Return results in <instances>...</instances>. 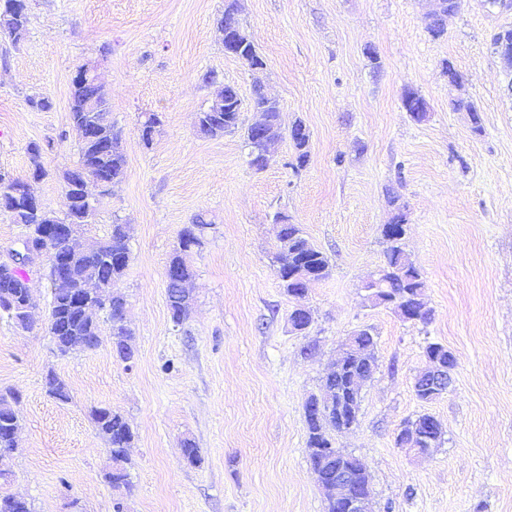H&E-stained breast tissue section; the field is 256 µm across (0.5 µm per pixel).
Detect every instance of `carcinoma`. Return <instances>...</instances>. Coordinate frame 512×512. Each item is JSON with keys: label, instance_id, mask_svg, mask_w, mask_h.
I'll return each mask as SVG.
<instances>
[{"label": "carcinoma", "instance_id": "1", "mask_svg": "<svg viewBox=\"0 0 512 512\" xmlns=\"http://www.w3.org/2000/svg\"><path fill=\"white\" fill-rule=\"evenodd\" d=\"M12 0H0V34L8 38L11 44H18L24 37L30 22V15L16 21V31L5 25V20L11 18L9 4ZM237 59L245 62L248 67L264 66L265 59L256 49L253 41H248L244 53ZM108 96L103 86L87 78L83 82H71L69 98L70 121L75 130L84 127H97L105 133L106 137L117 141L113 132L114 125L107 108ZM253 109L263 110L276 132H281L280 103L269 99L263 89L256 86L253 91ZM403 108L414 119L422 120L427 112L424 99L414 91L405 92L402 99ZM242 100L239 94L225 98L224 111L206 112L197 114V133L204 137H221L232 134L241 124ZM160 119L154 112L141 114L138 131L141 140L146 145L152 144L155 135L159 132ZM304 128L302 121L294 122L289 130V137L295 150V163L292 167L299 170L307 164L309 157L310 133L300 134ZM246 141L250 148V165L263 170L265 164V145L260 136L252 128L246 129ZM52 148V144L41 146L33 144L28 152L31 160V178L40 179L46 175L42 163L43 154ZM125 157L118 149L112 146V152L104 153L95 150L86 143L78 145V161L64 173L63 193L66 201V210L60 218L63 224L85 225L87 213L97 214L98 203L84 198L79 182L86 180H103L112 182V175L123 172ZM22 179L8 172L0 171V212L7 214L13 223L26 227V236L34 242L41 241V225L34 216L15 211L10 190ZM406 206L397 207V213L390 222L383 225L382 236L387 244L384 264L379 270L376 280L377 288L382 294L395 300L401 307L419 310L415 322L426 325L432 317V310L423 300L425 282L420 270L410 260L402 248V239L391 236L390 229L395 224L406 223ZM280 235L288 239V247L278 246L274 254V266L281 287L289 295H297L301 288L298 279L304 275H311L321 280L328 276L330 262L328 257L320 250L314 248L302 235L300 227L290 224L282 217ZM212 225L204 213L196 214L191 223L185 225L180 231L178 244L168 263V268H180V278L189 279L192 271L187 265L186 256L194 249L204 245L205 232ZM104 245L108 247L106 253L89 252L82 256L76 269L75 277L79 280L90 277L96 280L98 296L94 298L95 308L105 312L110 324V336L116 338L117 353L124 360L131 359L133 355L130 345L131 330L125 328L124 312L126 300L123 295L115 291L125 274L130 261V248L123 227L113 222L111 232ZM15 296H24L31 289L29 279L19 269L13 270L0 264V290L3 286ZM166 294L171 312V319L177 326L183 324L190 314V296L177 280L166 281ZM0 313H5L14 324L23 329L31 330L34 327L29 314L20 308H12L0 302ZM48 334L55 339L57 351L64 356L70 352L69 345L83 343L84 347L92 348L100 344L96 337L101 335V328L97 321L83 312L82 308L71 302L67 289L60 285L50 287V313L47 326ZM357 351L369 358L375 352V339L371 331L362 329L355 336ZM347 374H338L334 371L328 373L323 381V395L313 396L307 405H319L323 413L317 419L306 417L308 438L307 448L334 447L333 434L336 433V409L334 399L336 392L345 390ZM46 393L61 402L69 400V392L64 381L50 375L45 382ZM15 392H0V482H8L12 472L7 469V460L15 447V441L8 431L7 423L19 421V415L12 402L16 401ZM91 420L98 434L106 441L112 442L110 450L112 468L105 474V480L114 490L129 489L131 485L130 474L126 468L128 461L127 448L131 447L134 434L128 422L118 412L110 407L99 406L91 410ZM0 512H32L31 505L26 499L18 498L12 494L0 492Z\"/></svg>", "mask_w": 512, "mask_h": 512}]
</instances>
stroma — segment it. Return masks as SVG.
<instances>
[{"label":"stroma","instance_id":"1","mask_svg":"<svg viewBox=\"0 0 512 512\" xmlns=\"http://www.w3.org/2000/svg\"><path fill=\"white\" fill-rule=\"evenodd\" d=\"M267 67L254 77L226 56L217 20L225 0H31L19 46L0 41V170L30 173V144L54 141L46 178L33 189L65 210L63 174L78 159L69 120L76 69L99 64L108 109L126 158L122 183L101 197L86 245L126 224L130 262L119 283L135 357L116 358L110 337L58 356L48 317L44 258L29 266L35 327L0 318V388L20 391V426L9 490L33 512H325L306 447L304 404L319 393L341 342L361 328L376 339V369L362 391L358 422L336 445L365 464L375 512H512V71L491 44L512 12L458 0L442 37L427 31L435 0H236ZM377 63H370L366 48ZM452 63L461 76L444 72ZM220 84L237 88L250 125L255 83L281 106L287 131H310L307 166L293 170L285 134L270 164H248L243 133L197 134L195 117ZM427 103L413 119L407 90ZM49 96L48 111L26 98ZM465 98L479 124L454 109ZM161 132L144 145L141 113ZM407 211L405 249L426 282L431 323L403 321L371 304L364 282L384 262L381 235L393 199ZM213 222L188 263L194 298L174 325L165 271L194 215ZM300 225L330 259V275L308 287L313 323L296 335L294 301L271 257L274 218ZM315 341L316 352L302 348ZM454 354L447 394L423 404L414 381L427 343ZM67 383L63 403L44 389L47 373ZM112 407L131 425V488L114 510L104 478L105 441L89 413ZM442 424L427 456L395 436L421 413ZM199 450L187 464L184 441Z\"/></svg>","mask_w":512,"mask_h":512}]
</instances>
